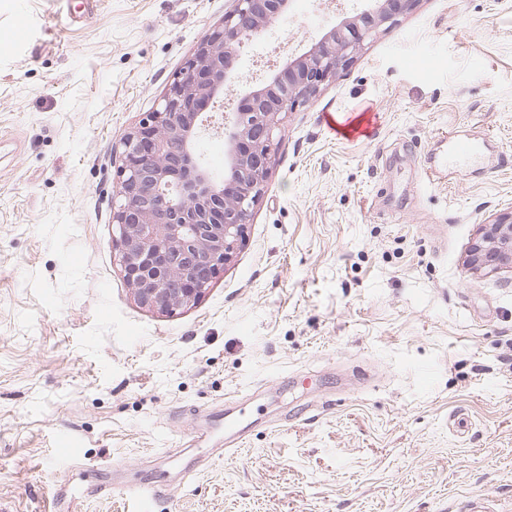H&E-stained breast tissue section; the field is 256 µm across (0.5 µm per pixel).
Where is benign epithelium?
Wrapping results in <instances>:
<instances>
[{"mask_svg":"<svg viewBox=\"0 0 512 512\" xmlns=\"http://www.w3.org/2000/svg\"><path fill=\"white\" fill-rule=\"evenodd\" d=\"M419 0H359L352 14L300 55L249 88L224 115V175L197 153L204 112L238 78V48L283 15L288 0H236L222 26L200 40L158 107L122 139L112 202L113 239L140 306L171 313L193 306L243 242L270 173L286 115L314 98L365 43ZM468 269H512V210L482 225Z\"/></svg>","mask_w":512,"mask_h":512,"instance_id":"benign-epithelium-1","label":"benign epithelium"}]
</instances>
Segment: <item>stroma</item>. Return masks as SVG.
I'll use <instances>...</instances> for the list:
<instances>
[{"label": "stroma", "mask_w": 512, "mask_h": 512, "mask_svg": "<svg viewBox=\"0 0 512 512\" xmlns=\"http://www.w3.org/2000/svg\"><path fill=\"white\" fill-rule=\"evenodd\" d=\"M349 0H292L216 119ZM234 0H0V512H512V0H418L284 119L197 303L117 263L120 140ZM477 166L423 173L447 133ZM239 403L237 449L191 445ZM467 266L473 272L512 269V208L482 225L480 236L468 254Z\"/></svg>", "instance_id": "obj_1"}]
</instances>
